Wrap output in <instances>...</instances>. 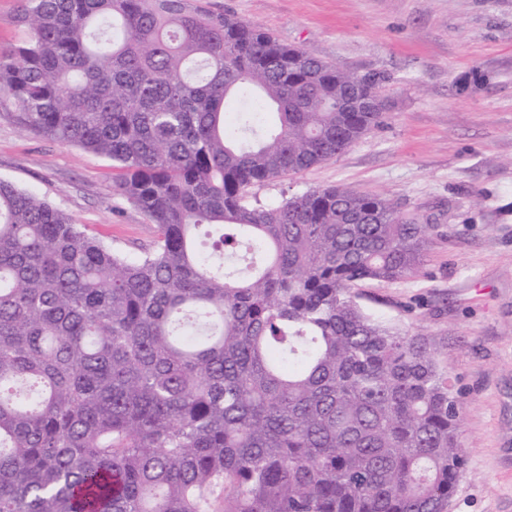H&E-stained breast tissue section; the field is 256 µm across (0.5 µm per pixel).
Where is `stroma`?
Returning <instances> with one entry per match:
<instances>
[{
	"instance_id": "stroma-1",
	"label": "stroma",
	"mask_w": 512,
	"mask_h": 512,
	"mask_svg": "<svg viewBox=\"0 0 512 512\" xmlns=\"http://www.w3.org/2000/svg\"><path fill=\"white\" fill-rule=\"evenodd\" d=\"M359 75L386 78L381 123L343 153L255 187L268 204L340 186L428 228L418 271L358 282L373 319L429 336L460 400L467 462L447 512H512V0H199ZM0 102V179L129 257L157 227L104 156L26 133Z\"/></svg>"
}]
</instances>
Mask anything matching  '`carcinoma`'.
<instances>
[{
    "instance_id": "obj_1",
    "label": "carcinoma",
    "mask_w": 512,
    "mask_h": 512,
    "mask_svg": "<svg viewBox=\"0 0 512 512\" xmlns=\"http://www.w3.org/2000/svg\"><path fill=\"white\" fill-rule=\"evenodd\" d=\"M18 22L13 121L110 159L158 235L129 258L0 180V512H447L460 401L352 292L413 275L426 225L339 187L248 196L377 126L381 76L191 0Z\"/></svg>"
}]
</instances>
